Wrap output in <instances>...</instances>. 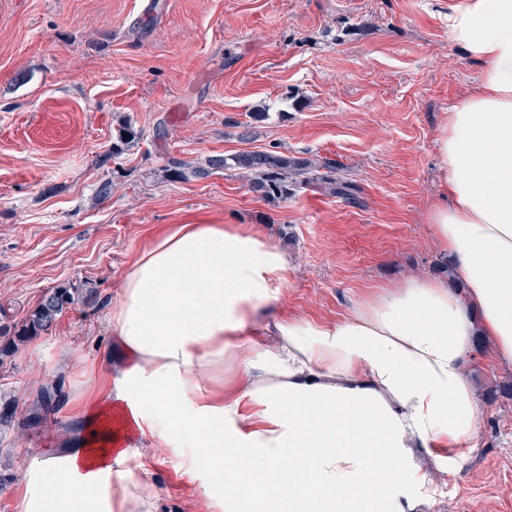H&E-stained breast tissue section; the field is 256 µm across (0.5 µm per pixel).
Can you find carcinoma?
Masks as SVG:
<instances>
[{"label":"carcinoma","instance_id":"carcinoma-1","mask_svg":"<svg viewBox=\"0 0 512 512\" xmlns=\"http://www.w3.org/2000/svg\"><path fill=\"white\" fill-rule=\"evenodd\" d=\"M178 179H203L218 169H235L251 178L257 191L271 199H286L303 186L312 185L330 196L356 199L355 188L336 176V166L329 161L315 162L307 157L288 156L272 151H247L230 156H213L205 166L175 161ZM92 298V290L83 282H70L47 290L40 301L20 321L0 312V358L11 356L28 340L49 333L63 313ZM65 394L58 383L40 387L35 407L28 415H17L6 408L0 413V426L17 427L23 431L35 418L56 414L63 406Z\"/></svg>","mask_w":512,"mask_h":512}]
</instances>
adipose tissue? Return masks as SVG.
<instances>
[{"label": "adipose tissue", "instance_id": "ef3b65f1", "mask_svg": "<svg viewBox=\"0 0 512 512\" xmlns=\"http://www.w3.org/2000/svg\"><path fill=\"white\" fill-rule=\"evenodd\" d=\"M448 27L482 65L439 129L428 215L464 295L412 276L334 321L273 319L284 252L252 228L174 225L123 276L110 326L126 360L97 362L81 445L31 449L13 512H158L129 466L136 432L176 449L211 512H416L415 449L473 451L475 334L512 365V0H463Z\"/></svg>", "mask_w": 512, "mask_h": 512}]
</instances>
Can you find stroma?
Segmentation results:
<instances>
[{
  "mask_svg": "<svg viewBox=\"0 0 512 512\" xmlns=\"http://www.w3.org/2000/svg\"><path fill=\"white\" fill-rule=\"evenodd\" d=\"M458 2L0 0V308L18 321L50 288L94 290L0 363V408L30 411L38 381L66 394L54 418L0 429V512L27 449H65L91 363L121 357L109 311L171 225L244 224L277 244L291 267L275 312L289 318H339L412 274L462 291L427 220L440 125L482 70L448 29ZM126 124L139 137L113 153ZM243 151L331 159L357 198L307 188L270 200L237 170L171 174L175 160ZM474 342L477 446L453 463L435 449L421 512H512V366ZM134 443L162 512H208L174 452Z\"/></svg>",
  "mask_w": 512,
  "mask_h": 512,
  "instance_id": "obj_1",
  "label": "stroma"
}]
</instances>
